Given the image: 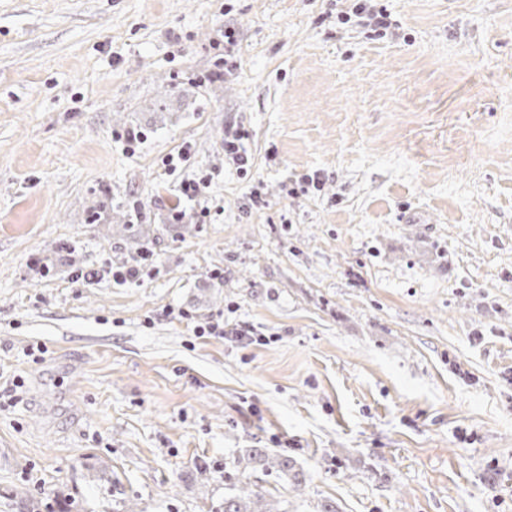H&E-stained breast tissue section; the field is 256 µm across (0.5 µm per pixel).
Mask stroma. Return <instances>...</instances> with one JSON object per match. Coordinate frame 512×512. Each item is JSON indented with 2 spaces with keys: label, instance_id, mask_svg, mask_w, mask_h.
Instances as JSON below:
<instances>
[{
  "label": "stroma",
  "instance_id": "stroma-1",
  "mask_svg": "<svg viewBox=\"0 0 512 512\" xmlns=\"http://www.w3.org/2000/svg\"><path fill=\"white\" fill-rule=\"evenodd\" d=\"M352 6L0 0V512H512V0ZM195 332L199 336H220L224 338L233 337L236 339L249 338V330L238 325L220 322L211 323L207 322L205 326L198 325L195 327ZM236 462L238 466L244 464V471L247 468H251L253 471L260 469L265 472H270L274 469L279 475L291 476L298 484L301 483L299 472L296 470V462L288 454H279L271 457L265 448H249ZM248 478L238 479L231 492L224 493L220 512H284L279 502L266 496Z\"/></svg>",
  "mask_w": 512,
  "mask_h": 512
}]
</instances>
